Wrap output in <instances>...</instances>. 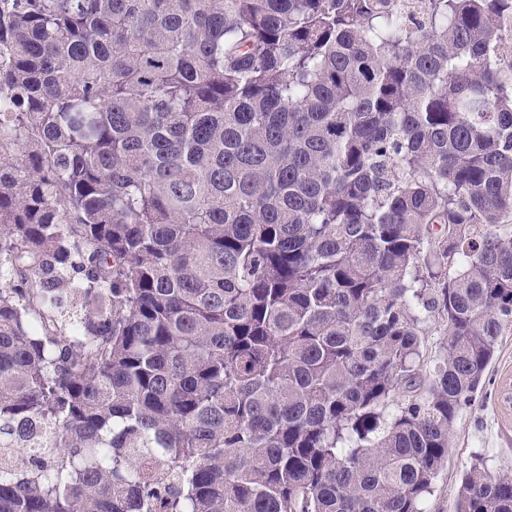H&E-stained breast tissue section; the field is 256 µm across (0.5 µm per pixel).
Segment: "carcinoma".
I'll list each match as a JSON object with an SVG mask.
<instances>
[{
  "instance_id": "obj_1",
  "label": "carcinoma",
  "mask_w": 512,
  "mask_h": 512,
  "mask_svg": "<svg viewBox=\"0 0 512 512\" xmlns=\"http://www.w3.org/2000/svg\"><path fill=\"white\" fill-rule=\"evenodd\" d=\"M509 18L0 0V512H424L512 330Z\"/></svg>"
}]
</instances>
